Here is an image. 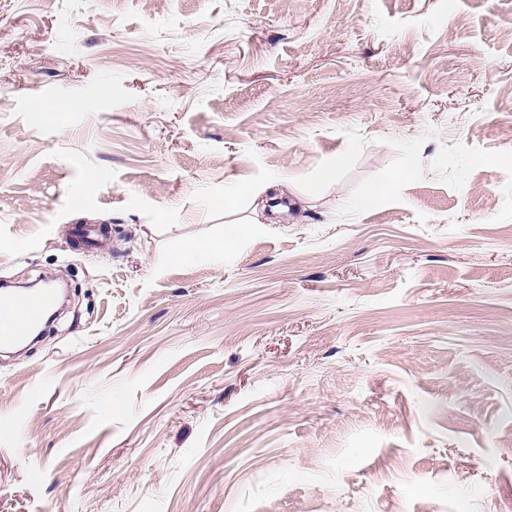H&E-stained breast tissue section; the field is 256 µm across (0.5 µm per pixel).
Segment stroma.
<instances>
[{"label": "stroma", "mask_w": 512, "mask_h": 512, "mask_svg": "<svg viewBox=\"0 0 512 512\" xmlns=\"http://www.w3.org/2000/svg\"><path fill=\"white\" fill-rule=\"evenodd\" d=\"M47 271L0 512H512V0H0V280ZM76 240L89 248L100 249L104 246L106 234L103 225H81L75 231ZM234 240V238L224 237L222 239L191 241L185 244L182 252L176 255V258H195L198 256H206L210 259L224 258V251L233 245Z\"/></svg>", "instance_id": "stroma-1"}]
</instances>
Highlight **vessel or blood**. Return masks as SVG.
Masks as SVG:
<instances>
[{"label": "vessel or blood", "mask_w": 512, "mask_h": 512, "mask_svg": "<svg viewBox=\"0 0 512 512\" xmlns=\"http://www.w3.org/2000/svg\"><path fill=\"white\" fill-rule=\"evenodd\" d=\"M57 301V291L10 290L0 294V344L8 345L30 336L45 320Z\"/></svg>", "instance_id": "b4317fda"}]
</instances>
